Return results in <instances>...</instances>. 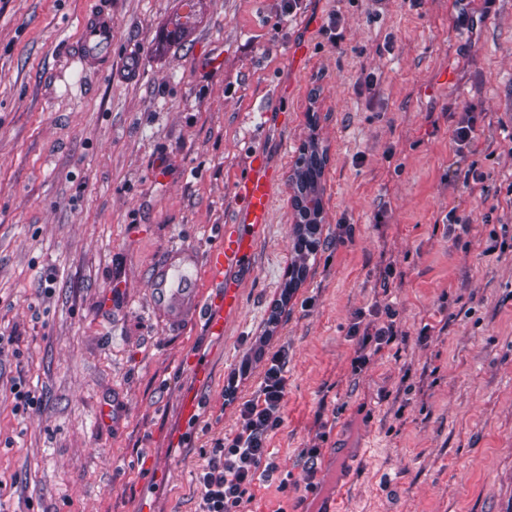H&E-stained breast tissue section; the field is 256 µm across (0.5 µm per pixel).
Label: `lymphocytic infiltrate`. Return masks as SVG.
I'll return each mask as SVG.
<instances>
[{"label": "lymphocytic infiltrate", "mask_w": 512, "mask_h": 512, "mask_svg": "<svg viewBox=\"0 0 512 512\" xmlns=\"http://www.w3.org/2000/svg\"><path fill=\"white\" fill-rule=\"evenodd\" d=\"M238 375H230L224 387L228 402L238 405L239 423L233 437L216 440L198 475L196 512H243L253 498L252 488L272 469L268 442L282 423L281 410L287 394L281 352L247 398L238 396Z\"/></svg>", "instance_id": "1"}]
</instances>
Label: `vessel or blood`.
Instances as JSON below:
<instances>
[{
    "mask_svg": "<svg viewBox=\"0 0 512 512\" xmlns=\"http://www.w3.org/2000/svg\"><path fill=\"white\" fill-rule=\"evenodd\" d=\"M111 54L112 16L104 9L90 12L83 20L77 62L82 68L97 69ZM274 186L272 169L262 157H253L249 173L236 188L243 206L234 224L225 228L223 240L207 255L210 277L224 290L225 310H233L237 305V290L229 274L250 262L255 234L268 222ZM194 265L193 253L176 251L155 268L152 291L159 310L173 323L191 317L205 320L211 330H222L223 317L213 314L209 304L190 286Z\"/></svg>",
    "mask_w": 512,
    "mask_h": 512,
    "instance_id": "b4317fda",
    "label": "vessel or blood"
}]
</instances>
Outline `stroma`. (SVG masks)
I'll use <instances>...</instances> for the list:
<instances>
[{
	"instance_id": "1",
	"label": "stroma",
	"mask_w": 512,
	"mask_h": 512,
	"mask_svg": "<svg viewBox=\"0 0 512 512\" xmlns=\"http://www.w3.org/2000/svg\"><path fill=\"white\" fill-rule=\"evenodd\" d=\"M100 3L112 58L84 74ZM283 5L199 0L188 22L181 0H0L5 512H196L202 455L238 427L225 378L247 365L248 394L276 351V468L245 512H311L335 448L344 512H512V0ZM312 141L321 246L286 300ZM257 153L276 184L239 306L220 334L169 329L152 272L219 244ZM358 319L398 333L360 369ZM15 381L37 407L15 410ZM475 117L466 112L461 117L458 126L453 133V140L458 149L471 148L476 141Z\"/></svg>"
}]
</instances>
